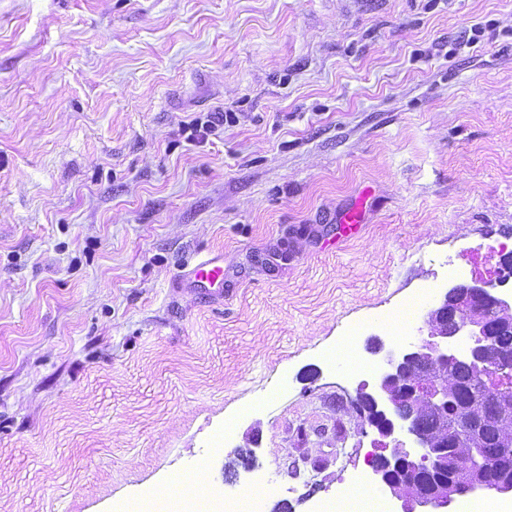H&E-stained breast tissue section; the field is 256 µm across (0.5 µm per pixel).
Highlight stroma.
I'll return each mask as SVG.
<instances>
[{"label": "stroma", "mask_w": 512, "mask_h": 512, "mask_svg": "<svg viewBox=\"0 0 512 512\" xmlns=\"http://www.w3.org/2000/svg\"><path fill=\"white\" fill-rule=\"evenodd\" d=\"M498 243L512 0H0V512L369 498L381 316ZM367 199L365 195L359 196L354 204L343 213L340 224V234L332 241H327V245L336 246V244L343 238H351L359 233L364 222V216L367 208ZM183 281L192 284L199 282H208L210 285H219L214 292L205 293L204 296L216 297L224 291V257L217 254H208L199 259L190 267L185 274ZM216 496L199 498L187 494H178L166 499H157L152 495H143L137 503L142 507L136 510L132 502H124L117 506L115 512H261L260 498L251 495L235 500L214 501Z\"/></svg>", "instance_id": "stroma-1"}]
</instances>
